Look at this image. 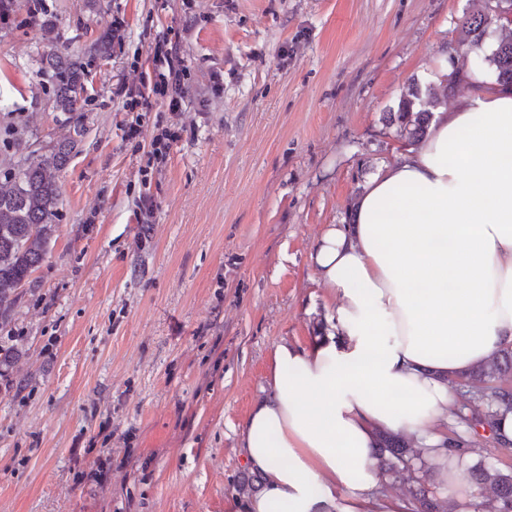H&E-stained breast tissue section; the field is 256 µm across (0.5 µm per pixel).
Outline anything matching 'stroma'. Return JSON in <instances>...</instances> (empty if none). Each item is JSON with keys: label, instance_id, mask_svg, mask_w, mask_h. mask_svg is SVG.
<instances>
[{"label": "stroma", "instance_id": "1", "mask_svg": "<svg viewBox=\"0 0 512 512\" xmlns=\"http://www.w3.org/2000/svg\"><path fill=\"white\" fill-rule=\"evenodd\" d=\"M484 0H18L0 23V171L74 136L50 251L0 336V512H224L256 474L240 427L275 346L335 310L310 255L402 147L385 113L439 85ZM121 47L90 49L114 18ZM178 43L190 103L135 114L122 88ZM89 61L79 129L42 59ZM143 139L184 127L165 164ZM154 208L137 220L139 197ZM465 436L512 471V447Z\"/></svg>", "mask_w": 512, "mask_h": 512}]
</instances>
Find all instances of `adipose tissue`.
I'll return each mask as SVG.
<instances>
[{
	"label": "adipose tissue",
	"instance_id": "1",
	"mask_svg": "<svg viewBox=\"0 0 512 512\" xmlns=\"http://www.w3.org/2000/svg\"><path fill=\"white\" fill-rule=\"evenodd\" d=\"M467 86L320 238L311 261L337 295L336 330L276 345L240 431L263 488L227 512H405L375 493L381 431L425 449L434 482H465L448 380L512 346V88L483 72Z\"/></svg>",
	"mask_w": 512,
	"mask_h": 512
}]
</instances>
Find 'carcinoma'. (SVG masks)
Masks as SVG:
<instances>
[{
	"label": "carcinoma",
	"mask_w": 512,
	"mask_h": 512,
	"mask_svg": "<svg viewBox=\"0 0 512 512\" xmlns=\"http://www.w3.org/2000/svg\"><path fill=\"white\" fill-rule=\"evenodd\" d=\"M512 13V0H485L484 9L464 16L457 26V37L448 45L451 70L445 76L448 95H453L464 80L461 60L472 59V66L487 65L498 84L512 86V36L498 39L490 53L481 56L491 34L502 27V20ZM54 81V107L66 115L65 121L79 122L81 102L88 82L89 63L81 58L56 53L43 59ZM441 98L431 88L417 87L388 113L386 123L398 126L399 136L409 144L423 138L429 127L432 109ZM75 148V140H59L48 154H41L4 171L0 185V325L9 322L11 307L21 295V288L31 283L50 250L55 233L59 200L58 176ZM512 376V347L495 351L483 365L473 369L468 378L477 383L475 393L489 401L485 414L489 429H494L502 412L512 410V388L496 381ZM412 440L388 432L377 435L374 453L380 469L392 471L426 467L421 451ZM468 480L478 488H490L499 502L498 512H512V472L502 473L484 464L467 470ZM412 512H448V502L421 486L413 495Z\"/></svg>",
	"instance_id": "1"
}]
</instances>
